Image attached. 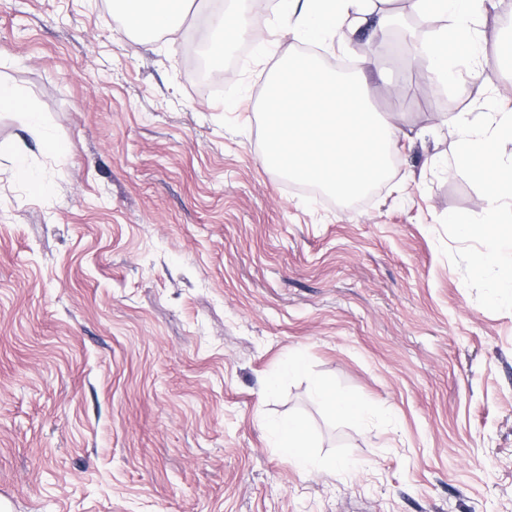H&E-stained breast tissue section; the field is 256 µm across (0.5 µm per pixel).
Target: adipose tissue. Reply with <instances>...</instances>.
<instances>
[{"instance_id": "obj_1", "label": "adipose tissue", "mask_w": 512, "mask_h": 512, "mask_svg": "<svg viewBox=\"0 0 512 512\" xmlns=\"http://www.w3.org/2000/svg\"><path fill=\"white\" fill-rule=\"evenodd\" d=\"M243 0H222L209 21L213 30L208 40L210 53L223 58L227 37L246 38L252 20L242 6ZM411 13L426 25L414 44L417 53L430 61L428 78L435 88H442L455 71L448 54L449 41H456L471 61L470 77L486 81L488 60L484 47L490 35L477 27L486 0H407ZM184 0H112V19L125 29L138 32L176 33L181 24ZM283 16L293 20L302 35L311 41H323L335 35L337 28L358 30L369 21L378 26L390 24L389 9L378 0H279ZM0 108L21 116L40 137L44 149L63 154V146L44 131L40 114L16 86L0 83ZM271 431L282 454L298 470H310L314 462L308 453V441L301 424L292 418L273 424Z\"/></svg>"}]
</instances>
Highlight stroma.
<instances>
[{"instance_id":"stroma-1","label":"stroma","mask_w":512,"mask_h":512,"mask_svg":"<svg viewBox=\"0 0 512 512\" xmlns=\"http://www.w3.org/2000/svg\"><path fill=\"white\" fill-rule=\"evenodd\" d=\"M247 3L260 36L206 88L213 0L173 35L122 29L110 0H0V81L66 147L0 111V489L16 512H512V311L477 302L440 225L488 209L448 172L450 103L512 110V64L483 91L456 59L435 93L399 35L316 47L374 42L371 103L402 130L391 179L341 205L261 163L259 97L303 43ZM289 416L316 470L275 447ZM316 394L337 418L354 421L363 415L364 409L358 401L349 396H338L327 386H320Z\"/></svg>"}]
</instances>
